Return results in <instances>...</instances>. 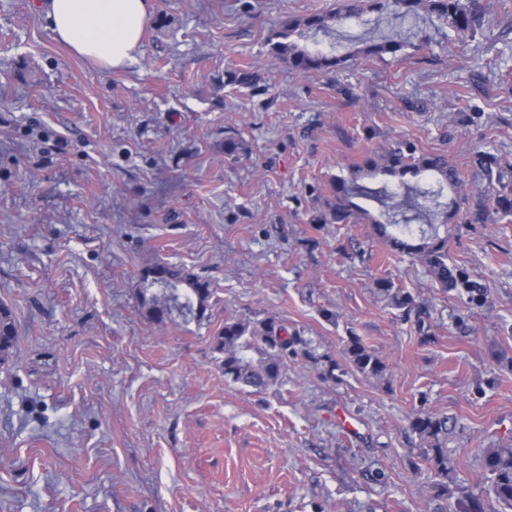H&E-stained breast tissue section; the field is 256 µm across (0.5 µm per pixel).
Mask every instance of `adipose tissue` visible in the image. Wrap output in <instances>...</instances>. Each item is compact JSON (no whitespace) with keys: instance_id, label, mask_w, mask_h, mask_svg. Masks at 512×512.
<instances>
[{"instance_id":"adipose-tissue-1","label":"adipose tissue","mask_w":512,"mask_h":512,"mask_svg":"<svg viewBox=\"0 0 512 512\" xmlns=\"http://www.w3.org/2000/svg\"><path fill=\"white\" fill-rule=\"evenodd\" d=\"M43 12L57 40L109 69L125 66L140 50L149 0H46Z\"/></svg>"}]
</instances>
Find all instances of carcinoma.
<instances>
[{
	"mask_svg": "<svg viewBox=\"0 0 512 512\" xmlns=\"http://www.w3.org/2000/svg\"><path fill=\"white\" fill-rule=\"evenodd\" d=\"M377 14L376 20L390 19L394 26L361 41V46L346 55L336 49L324 50L307 43L310 33H334L336 26L364 21L366 14ZM429 18L436 19L445 36L466 45L481 36L488 38L489 7L485 0H335L322 13L304 17H288L265 41L268 54L288 63L298 73L335 71L355 56L378 58L390 56L405 59L407 49H418L430 43L422 28ZM261 76L247 67L229 73L228 82L242 88L255 89ZM381 179L380 192L393 198L400 195L411 200L413 220L420 224L385 222L375 218L357 199L373 195L359 184L363 179ZM473 184L480 193L472 196L462 186ZM331 197L326 209L316 216L317 224H354L365 221L393 251L407 253L425 269L428 276L443 288H454L462 273L448 265V235L440 227L459 218L466 224L512 223V159L493 148H475L468 160L467 172L448 161L444 154L420 153L411 145L399 144L379 153H368L330 182ZM144 280L148 287L159 288L150 296H142V304L153 318L161 322L176 311L185 318L202 319L205 302L211 296L209 281L190 274L167 262L148 269ZM390 305L409 314L413 295L382 281L377 288ZM17 340L11 311L0 305V361L8 358ZM300 343L288 335L280 321L268 317L250 320L236 317L224 319L217 338L216 350L224 354V378L242 389L263 391L279 384L287 367L288 351ZM346 356L354 371L367 379H386L387 366L359 338L350 339ZM409 429L427 463V470L443 480L451 471L448 444L464 431L458 417L437 412H419L409 419ZM487 494L502 512H512V437L491 442L483 453Z\"/></svg>",
	"mask_w": 512,
	"mask_h": 512,
	"instance_id": "1",
	"label": "carcinoma"
}]
</instances>
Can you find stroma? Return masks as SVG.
<instances>
[{
  "label": "stroma",
  "instance_id": "1",
  "mask_svg": "<svg viewBox=\"0 0 512 512\" xmlns=\"http://www.w3.org/2000/svg\"><path fill=\"white\" fill-rule=\"evenodd\" d=\"M42 0H0V512H450L512 434V224H449L447 290L368 224H316L330 177L398 142L512 154V60L437 39L298 74L267 55L333 0H151L122 69L73 54ZM482 66V112L458 96ZM255 67L264 91L229 85ZM243 141L244 152L224 153ZM205 277L204 318L149 319L147 268ZM411 292L410 315L378 280ZM300 336L279 385L224 379L228 317ZM359 337L386 363L354 372ZM464 418L447 492L409 418ZM17 340V330L11 311L0 305V361L8 358ZM346 356L354 371L377 382L386 379L387 366L359 338L352 337L347 344Z\"/></svg>",
  "mask_w": 512,
  "mask_h": 512
}]
</instances>
